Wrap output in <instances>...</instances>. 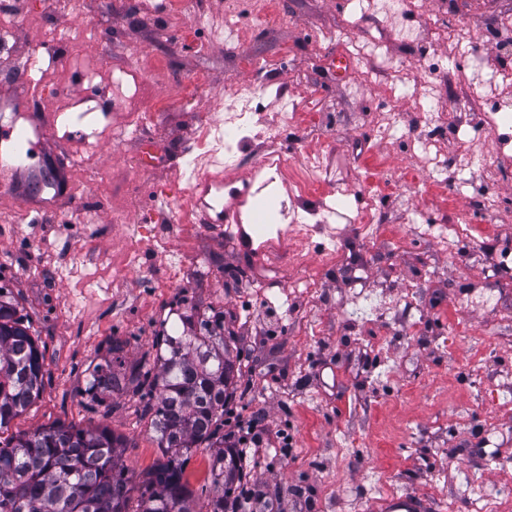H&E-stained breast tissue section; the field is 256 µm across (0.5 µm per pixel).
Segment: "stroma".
Listing matches in <instances>:
<instances>
[{
    "label": "stroma",
    "instance_id": "35a3bbf8",
    "mask_svg": "<svg viewBox=\"0 0 512 512\" xmlns=\"http://www.w3.org/2000/svg\"><path fill=\"white\" fill-rule=\"evenodd\" d=\"M178 13L165 0H8L9 50L0 53V125L8 103L26 94L31 121L53 114L60 97H94L106 124L123 127L126 109L105 85L68 78L69 60L101 68L124 66L144 82L159 111L152 125L118 141H101L78 158L66 128L53 126L40 158L79 187L76 210L47 219L26 217L21 198L0 199V295L11 301L45 357L44 388L9 431L29 433L55 422L107 423L128 440L123 460L136 478L161 452L143 418L140 396L114 399L108 417L83 396L94 365L113 340L131 361L154 360L155 338L174 314L221 317L224 337L242 369L224 410V437L236 444L238 419L258 418L263 437H287L281 453L262 454L242 468L256 487L253 512H376L385 486L414 497L419 512H490L492 498L512 501V208L494 216L500 239L435 236L418 231L422 215L448 221L442 192L469 206L489 192L512 199V165L490 144L473 148L453 131L479 125L485 92L512 98V83L465 84L447 46L425 42L406 51L401 28L383 30L394 66L373 82L351 61L355 14L367 0H274L282 19L266 26L243 19L224 33V0H185ZM424 0L446 29L467 32L484 75L502 71L499 50L483 42L490 15L512 12V0ZM201 19L194 37L186 32ZM54 52L56 74L30 80L33 56ZM276 61L273 74L236 65L239 55ZM251 88L261 103L249 121L236 169L266 179L258 162L264 132L279 120L287 94L305 123L288 128L279 147L286 160L272 184L279 206L292 202L300 163L328 157L329 183L318 199L341 188L353 211L366 204L377 166L404 173L401 140L422 138L447 155L432 177L397 180L380 218L405 239L396 249L358 242L353 224L313 225L316 242L359 245L362 278L327 271L310 298H293L292 313L274 316L251 281L265 258L251 248H224V227L183 232L180 209L195 182L196 136L213 115L218 93ZM458 104L431 122L427 97ZM397 121L377 131L374 113ZM128 212L113 223L114 209ZM162 225L164 238L154 227ZM142 251L135 265L117 259L131 234ZM315 325L307 331L296 315ZM412 334H405V327Z\"/></svg>",
    "mask_w": 512,
    "mask_h": 512
}]
</instances>
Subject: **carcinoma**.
<instances>
[{
    "mask_svg": "<svg viewBox=\"0 0 512 512\" xmlns=\"http://www.w3.org/2000/svg\"><path fill=\"white\" fill-rule=\"evenodd\" d=\"M179 321L157 337L154 366L126 363L124 342L114 340L87 386L100 405L114 395L156 393L144 416L163 461L134 480L122 459L125 437L103 424L53 423L12 435L0 439V512H225L241 477L238 454L220 435L235 365L220 321ZM44 375L37 339L16 307L0 300V434L40 396ZM202 445L214 449L203 510L185 479L186 463Z\"/></svg>",
    "mask_w": 512,
    "mask_h": 512,
    "instance_id": "carcinoma-1",
    "label": "carcinoma"
}]
</instances>
